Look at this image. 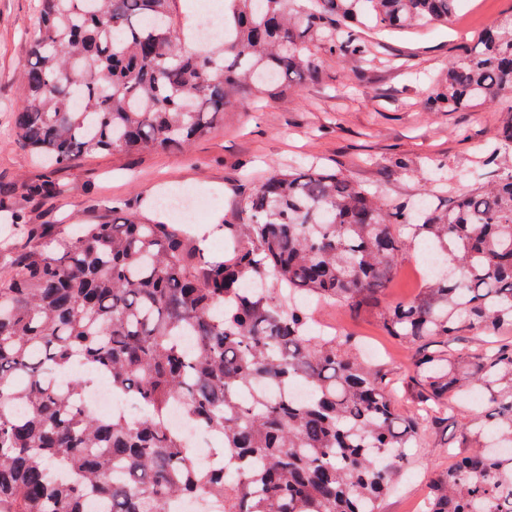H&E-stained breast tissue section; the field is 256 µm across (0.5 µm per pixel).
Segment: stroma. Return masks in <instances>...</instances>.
Here are the masks:
<instances>
[{"mask_svg": "<svg viewBox=\"0 0 512 512\" xmlns=\"http://www.w3.org/2000/svg\"><path fill=\"white\" fill-rule=\"evenodd\" d=\"M472 2L467 29L452 23L416 34L386 33L362 57L320 53L317 80L257 104L242 96L236 111L216 120L186 156L162 149L115 152L67 168L48 167L16 141L0 139V196L9 197L31 224L108 221L115 202L122 203L125 214L172 224L176 215L156 210L154 201L161 189H185L210 199L192 226L210 231L209 246L218 255L224 252V236L214 232V225L242 223L246 196L271 172L308 163L340 172L392 204L427 195L433 204L447 205L480 178L484 151L495 142L503 119L494 105L449 112L431 101L449 60L495 19L512 12V0ZM37 3L0 0V124L21 101L22 73L30 60L27 34ZM46 181L62 185L63 193L42 201L24 195L25 185ZM421 254L415 245L400 256L388 300H407L419 292L422 282L410 268ZM307 309L314 329L339 328L360 337L369 360L390 368L400 411L411 410L403 385L411 346L386 336L376 313L358 316L344 306L313 303ZM452 407L455 423L419 436L381 512H415L430 482L447 471L451 454L463 450L457 420L491 411L489 404L469 397L457 398Z\"/></svg>", "mask_w": 512, "mask_h": 512, "instance_id": "35a3bbf8", "label": "stroma"}]
</instances>
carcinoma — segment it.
Masks as SVG:
<instances>
[{"instance_id":"obj_1","label":"carcinoma","mask_w":512,"mask_h":512,"mask_svg":"<svg viewBox=\"0 0 512 512\" xmlns=\"http://www.w3.org/2000/svg\"><path fill=\"white\" fill-rule=\"evenodd\" d=\"M175 0H39L29 32L18 141L57 166L111 152L185 151L238 95L318 77L311 48L361 56L350 31L448 23L456 0H224V50L190 52L196 20ZM512 14L448 63L434 100L506 115L484 182L442 209L390 206L336 172L266 178L244 202L239 239L215 258L175 224L16 223L0 242V512H379L418 433L448 422L476 386L492 406L459 428L474 451L430 484L428 512H512ZM442 257L407 302L379 311L413 349L416 406L403 416L392 373L351 336H315L290 297L376 307L413 241ZM469 332L498 337L455 350ZM69 377L57 388L53 376ZM140 407L99 415L98 378ZM303 384L296 400L289 388ZM214 440L202 466L174 407ZM76 475L63 480L57 467Z\"/></svg>"}]
</instances>
